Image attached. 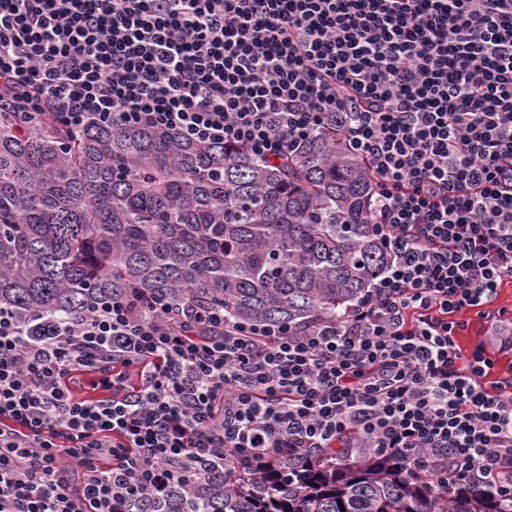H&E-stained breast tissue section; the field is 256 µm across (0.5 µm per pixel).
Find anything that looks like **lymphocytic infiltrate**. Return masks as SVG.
Listing matches in <instances>:
<instances>
[{
    "label": "lymphocytic infiltrate",
    "instance_id": "lymphocytic-infiltrate-1",
    "mask_svg": "<svg viewBox=\"0 0 512 512\" xmlns=\"http://www.w3.org/2000/svg\"><path fill=\"white\" fill-rule=\"evenodd\" d=\"M280 162L333 125L390 261L340 319L0 304V512H114L289 453L512 497V374L460 313L512 280V0H0V107ZM106 394L75 397L76 373Z\"/></svg>",
    "mask_w": 512,
    "mask_h": 512
}]
</instances>
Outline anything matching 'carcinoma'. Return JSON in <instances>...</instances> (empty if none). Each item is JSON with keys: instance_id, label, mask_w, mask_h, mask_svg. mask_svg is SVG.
Wrapping results in <instances>:
<instances>
[{"instance_id": "1", "label": "carcinoma", "mask_w": 512, "mask_h": 512, "mask_svg": "<svg viewBox=\"0 0 512 512\" xmlns=\"http://www.w3.org/2000/svg\"><path fill=\"white\" fill-rule=\"evenodd\" d=\"M358 155L315 132L288 162L150 128L0 115V303L55 317L135 291L147 305L217 308L239 323L339 318L383 271ZM512 512V500L439 490L373 451L282 454L196 492L176 484L136 512Z\"/></svg>"}]
</instances>
